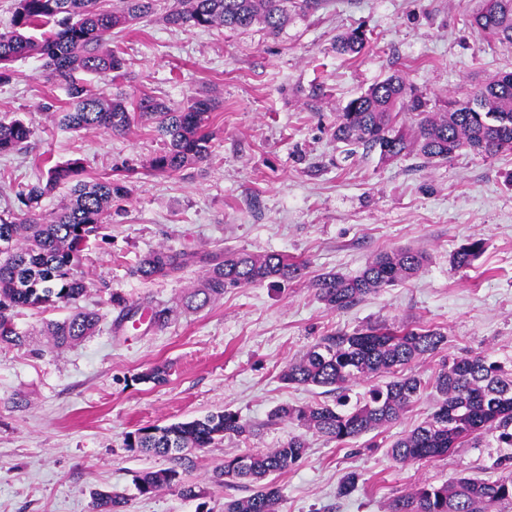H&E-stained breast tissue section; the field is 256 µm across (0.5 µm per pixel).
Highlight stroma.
Masks as SVG:
<instances>
[{
	"mask_svg": "<svg viewBox=\"0 0 512 512\" xmlns=\"http://www.w3.org/2000/svg\"><path fill=\"white\" fill-rule=\"evenodd\" d=\"M475 5L324 0L275 37L258 25L173 28L157 15L116 34L112 46L126 69L113 90L147 91L176 108L199 95L216 103L209 160L169 176L148 169L161 147L150 123L122 135L52 126L40 106H64L63 87L46 79L40 58L14 63L12 82L0 84V118L21 117L34 134L26 150L0 156V211L17 205L14 181L35 180L49 160L80 159L90 177L130 174L132 192L112 209L109 239L90 241L83 260L90 290L80 304L101 313L98 332L57 349L40 330L67 316V307L14 312L17 327L35 337L26 347L0 346V512H92L97 490L125 494L126 512H224L225 501L247 494L220 475L224 460L280 447L296 433L291 423H269L274 407L325 400L322 388L290 386L280 375L328 331L430 325L447 336L446 353L512 358V151L486 158L463 149L435 164L414 155L387 161L375 152L345 155L333 137L342 105L393 71L434 107L512 71V45L466 26ZM359 26L369 37L365 51L337 53V35ZM468 237L483 239L485 250L471 267L454 269L449 256ZM162 245L282 252L308 268L287 287L250 286L176 314L160 331L148 312L176 305L199 276L192 269L166 280L134 277L139 260ZM398 246L426 251L418 277L339 311L311 286L330 270L357 274L370 255ZM115 293L140 320L119 321ZM156 366L165 368V382L142 381ZM434 404L424 394L387 431L343 447L306 433L303 458L274 477L279 512H387L391 498L423 483L497 479L493 446L416 464L391 459L388 442L428 418ZM224 408L253 424L248 442L227 437L179 461L125 446L138 428ZM166 468L199 497L138 493L136 474ZM350 472L359 474L358 487L339 496Z\"/></svg>",
	"mask_w": 512,
	"mask_h": 512,
	"instance_id": "1",
	"label": "stroma"
}]
</instances>
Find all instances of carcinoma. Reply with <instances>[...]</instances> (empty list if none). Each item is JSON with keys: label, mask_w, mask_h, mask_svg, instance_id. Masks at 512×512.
I'll return each instance as SVG.
<instances>
[{"label": "carcinoma", "mask_w": 512, "mask_h": 512, "mask_svg": "<svg viewBox=\"0 0 512 512\" xmlns=\"http://www.w3.org/2000/svg\"><path fill=\"white\" fill-rule=\"evenodd\" d=\"M15 0L12 27L0 32V83L13 77L12 64L26 57L45 60L47 79L64 87L67 106L52 113L53 121L72 132L124 133L138 119L154 124L163 147L150 160L156 174H173L208 160V131L214 102L194 97L181 108L160 96L95 93L88 77L114 80L124 59L112 50L113 30L156 14L159 0ZM320 0H173L162 20L170 27L220 26L246 31L254 24L277 36L290 10L305 13ZM471 25L486 39L512 44V0H481ZM369 43L362 28L337 37L336 50L355 57ZM33 130L19 118L0 119V154L27 148ZM345 144L377 152L383 158L421 157L426 164L445 161L467 148L481 156L512 151V73L488 80L464 99L451 97L444 112L429 110L426 98L398 71L350 99L336 114L333 131ZM79 159L48 166L35 181L16 185L18 206L0 213V345L22 346L29 339L19 330L12 311L17 307L48 308L71 304L64 320L47 325L56 347H67L93 335L101 321L95 309L77 306L89 285L79 271L90 238L102 235L112 221V201L130 196L128 178H83ZM68 187L65 201L54 211L42 200L55 188ZM485 242L468 239L449 258L467 268L484 252ZM424 251L399 247L372 255L353 276L327 271L313 287L331 309L345 310L364 297L416 277L424 268ZM196 267L201 276L181 298L185 313H194L224 297L228 290L267 282L288 283L303 276L306 264L278 252L253 254L232 249L188 251L158 247L132 270L142 280L176 278ZM447 337L432 326L379 324L352 333L328 332L316 339L281 374L287 384L316 386L334 395L333 403L283 405L272 421H290L338 444L378 431L399 421L424 392L432 390L437 407L430 417L389 444V456L401 464L446 457L457 448H479L487 437L500 448H512V360L488 354L448 356L431 375L413 366L435 356ZM388 376L356 399L352 387ZM252 426L231 410L166 425L141 427L128 433L126 447L180 459L187 453L235 437L245 443ZM306 451L301 435L289 437L267 452L245 451L224 459L221 474L240 481L250 494L224 502V512H279V487L267 481L296 465ZM503 469L494 481L458 476L448 483L424 484L393 497L388 512H512V456L499 457ZM139 494L177 488L185 499L199 496L182 482L174 468L147 470L136 476ZM125 496L97 492L94 512H124Z\"/></svg>", "instance_id": "1"}]
</instances>
